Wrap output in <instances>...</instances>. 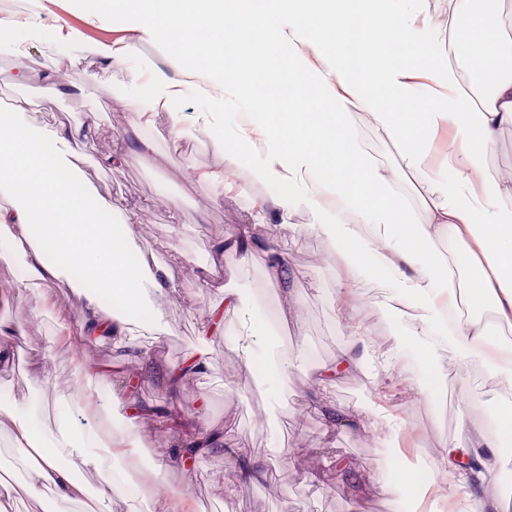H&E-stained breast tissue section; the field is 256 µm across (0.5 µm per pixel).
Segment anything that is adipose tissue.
Segmentation results:
<instances>
[{"mask_svg": "<svg viewBox=\"0 0 512 512\" xmlns=\"http://www.w3.org/2000/svg\"><path fill=\"white\" fill-rule=\"evenodd\" d=\"M89 21L166 46L207 112H180V82L157 73L137 83L128 110L136 123L167 109L179 132L209 131L230 167L279 192L257 206L258 215L308 212L293 235L313 233L330 242L349 270L382 278L389 299L402 309L403 334L420 351L446 350L465 364L481 357L508 372L512 349L478 323L448 320L457 302L470 309L492 304L512 319V205L484 156L499 127L512 123V35L480 0H456L447 30L434 27L428 0H82ZM483 49L481 95L459 76L460 63ZM368 116L393 144L401 168L421 178L426 214L416 221L406 198L392 190L358 144L354 113ZM451 123L461 143L448 176L427 167L430 133ZM89 129L38 126L13 109L0 112V260L19 263L35 309L46 306L43 285L69 280L85 298V336L107 335L121 349H137L146 329L168 326L159 297L176 289V272L146 257L116 206L89 188L74 160ZM447 235L455 266L436 261L432 240ZM150 308V325L137 319ZM237 320L233 353L251 364L274 334L256 304L235 289L224 291L202 335L220 327L225 313ZM79 412L100 430L88 437L60 407L55 429H38L30 412L0 407V433L25 455L23 486L0 479V512H12L18 492L36 502L89 499V512H105L119 488L109 470L140 473L136 451L115 453L110 410L84 402ZM488 437L479 431L445 443L437 469L443 499L463 512H499L485 492L494 462L512 446V414L499 417ZM100 480L87 490L75 474Z\"/></svg>", "mask_w": 512, "mask_h": 512, "instance_id": "ef3b65f1", "label": "adipose tissue"}]
</instances>
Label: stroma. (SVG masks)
Segmentation results:
<instances>
[{"label":"stroma","instance_id":"35a3bbf8","mask_svg":"<svg viewBox=\"0 0 512 512\" xmlns=\"http://www.w3.org/2000/svg\"><path fill=\"white\" fill-rule=\"evenodd\" d=\"M1 13L26 19L29 26L21 50L0 47V108H21L34 124L92 126L78 166L88 183L119 207L120 219L141 248L176 269L177 283L163 301L170 332L140 336L135 355L108 337L82 339L84 297L69 282L48 281L44 289L50 305L37 311L18 286L25 277L22 266L0 261V281L13 284L8 296L0 297V320L19 327L12 361L0 366V403L26 398L42 429L52 425L58 401L70 398L117 410L135 398L180 412L183 420L221 439L190 465L180 462L175 440L152 450L153 461L167 466L163 486L183 498L186 512H401L407 489L398 483V466L391 463L384 442L357 422L359 414L375 408L374 388L388 384L394 396L390 413L401 426H413L416 440L423 443L414 455L432 465L441 444L458 435L461 422L482 421L497 398L500 370L478 358L464 367L449 360L441 386L427 388L424 362L398 345L400 319L385 285L365 275L348 278L324 238L288 233V225L310 223L307 212L283 220L258 218L256 203L274 196L277 186L254 181L246 169H229L208 133L177 135L163 112L152 122L132 124L126 106L134 95L132 74L147 81L160 69L174 79L182 77L165 47L138 41L136 53L113 66L92 48L114 43L120 32L88 22L80 0H0ZM70 29L81 34V43L67 38ZM75 56L90 80L62 95L47 92L48 83L65 85L64 64ZM353 120L363 149L396 189L411 193L418 178L398 173L395 148L363 115ZM141 140L150 142V150L138 149ZM116 150L123 151V161L107 167L104 156ZM207 171L223 173L234 190L225 192L223 183L204 179ZM244 227L252 239L271 242L287 256L288 285L268 276L259 250L237 244L225 249L221 270L201 277L212 242ZM217 279L255 300L270 321H277L286 305L295 307L296 318L280 329L287 343L282 355L291 366L276 396H269L261 380L262 362L248 369L232 355L233 316H225L220 331L201 336V323L223 302L213 286ZM350 293L368 326L364 342L376 349L400 348L413 364H396L388 378L377 376L367 362L339 371L327 392L346 422L330 431L308 399L319 366L336 361L349 345L342 302ZM201 346L209 349L214 371L170 389L169 372ZM78 352L88 369L76 383L71 374ZM131 372L139 381L134 390L126 384ZM238 453L263 463L265 476L228 497L223 487L236 478Z\"/></svg>","mask_w":512,"mask_h":512}]
</instances>
